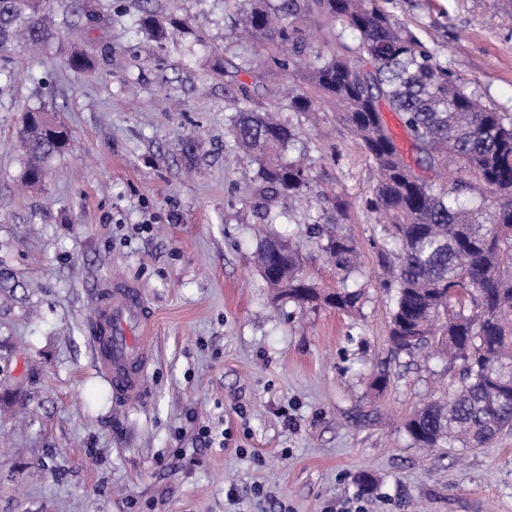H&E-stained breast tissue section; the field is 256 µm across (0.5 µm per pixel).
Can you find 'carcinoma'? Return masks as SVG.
<instances>
[{
  "label": "carcinoma",
  "mask_w": 512,
  "mask_h": 512,
  "mask_svg": "<svg viewBox=\"0 0 512 512\" xmlns=\"http://www.w3.org/2000/svg\"><path fill=\"white\" fill-rule=\"evenodd\" d=\"M47 0H0V83L13 78L12 51L33 52L58 37ZM384 0H224L232 29L249 38L251 58H224L236 115L230 134L257 164L252 177L263 224L281 200L303 209L306 234L348 280L360 269L344 231L345 189L326 191L309 165L285 160L296 134L278 112L315 118L333 109L372 159L377 182L369 209L382 224V284L394 291L390 339L398 352L429 348L459 384L416 408L404 424L420 448H487L512 430V114L484 104L442 64ZM138 24L160 47L174 38L144 8ZM66 64L90 68L71 51ZM293 80L283 93L272 84ZM406 130L412 162L395 142L383 109ZM23 177L42 184L45 165L69 148L65 126L37 108L16 130ZM258 270L276 297L296 305L361 311L365 292L325 293L303 275V253L268 235Z\"/></svg>",
  "instance_id": "carcinoma-1"
}]
</instances>
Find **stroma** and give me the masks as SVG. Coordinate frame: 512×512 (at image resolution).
I'll use <instances>...</instances> for the list:
<instances>
[{"mask_svg":"<svg viewBox=\"0 0 512 512\" xmlns=\"http://www.w3.org/2000/svg\"><path fill=\"white\" fill-rule=\"evenodd\" d=\"M142 0H99L98 22L51 0L67 46L20 54L0 86V512H512V431L487 448L413 444L404 423L444 363L395 353L378 280L377 171L331 111L299 120V148L347 189L360 315L301 309L256 268L255 165L229 133L222 63L237 42L224 0H151L184 28L139 29ZM484 102L512 113L504 0H386ZM54 111L73 150L41 187L21 179L15 130ZM194 154L185 157L184 147ZM137 283L150 364L123 402L94 368L97 285ZM387 378L382 393L367 384ZM138 24L160 47L164 48L174 38V33L169 32L167 27L159 21L155 12L147 7L139 17Z\"/></svg>","mask_w":512,"mask_h":512,"instance_id":"obj_1","label":"stroma"}]
</instances>
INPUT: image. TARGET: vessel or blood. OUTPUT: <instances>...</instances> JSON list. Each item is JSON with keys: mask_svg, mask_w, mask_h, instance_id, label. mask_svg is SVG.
Instances as JSON below:
<instances>
[{"mask_svg": "<svg viewBox=\"0 0 512 512\" xmlns=\"http://www.w3.org/2000/svg\"><path fill=\"white\" fill-rule=\"evenodd\" d=\"M98 304L90 343L97 370L113 393L131 400L141 391L150 358L140 345L151 316L137 284L113 281L96 289Z\"/></svg>", "mask_w": 512, "mask_h": 512, "instance_id": "obj_1", "label": "vessel or blood"}]
</instances>
